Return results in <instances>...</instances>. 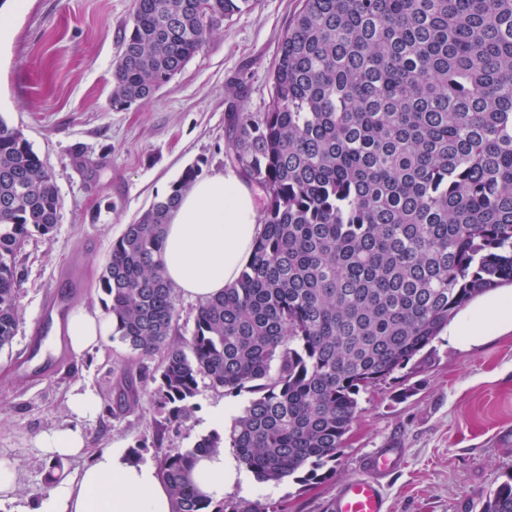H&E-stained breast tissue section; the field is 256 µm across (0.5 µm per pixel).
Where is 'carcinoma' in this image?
<instances>
[{"label":"carcinoma","mask_w":512,"mask_h":512,"mask_svg":"<svg viewBox=\"0 0 512 512\" xmlns=\"http://www.w3.org/2000/svg\"><path fill=\"white\" fill-rule=\"evenodd\" d=\"M254 0H134L112 105L150 98ZM231 160L263 192L264 233L235 283L175 339L165 224L202 169L185 167L112 243L99 283L132 352L131 410L153 383L186 422L199 378L254 394L230 447L261 482L332 479L360 393L405 368L469 302L512 285V0H304L271 103L235 116ZM60 198L44 160L0 118V350L20 319L16 255L51 238ZM158 359L154 368L145 364ZM216 431L158 459L173 512H286L212 502L188 479ZM481 512H512V473Z\"/></svg>","instance_id":"obj_1"}]
</instances>
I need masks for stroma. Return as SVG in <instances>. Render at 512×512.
I'll return each instance as SVG.
<instances>
[{"label": "stroma", "instance_id": "obj_1", "mask_svg": "<svg viewBox=\"0 0 512 512\" xmlns=\"http://www.w3.org/2000/svg\"><path fill=\"white\" fill-rule=\"evenodd\" d=\"M134 0H0V119L43 158L60 196L51 239L28 238L17 256L21 318L11 347L0 350V464L16 474L12 512L47 496L75 471L66 458L52 469L41 434L81 428L90 447L120 444L157 462L158 447H193L222 406L241 413L249 393L225 395L200 381L195 409L178 428L160 430L165 412L151 391L128 411L116 400L129 350L108 339L100 353H67L51 378L19 376L25 333L45 294L74 272L73 303L101 304L98 277L112 243L182 170L233 173L232 113L266 111L281 42L301 0H257L224 19L210 41L144 103L112 106L113 67ZM417 369L361 393L357 418L336 457L334 479L304 487L261 483L250 472L230 498L285 502L288 512H327L338 482L358 474L380 449H403L406 464L387 478L390 512H480L512 472V330L463 350L437 336ZM101 403L92 419L75 418L72 392Z\"/></svg>", "mask_w": 512, "mask_h": 512}]
</instances>
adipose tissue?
I'll return each instance as SVG.
<instances>
[{
    "instance_id": "ef3b65f1",
    "label": "adipose tissue",
    "mask_w": 512,
    "mask_h": 512,
    "mask_svg": "<svg viewBox=\"0 0 512 512\" xmlns=\"http://www.w3.org/2000/svg\"><path fill=\"white\" fill-rule=\"evenodd\" d=\"M258 216L251 190L237 178L217 174L194 183L165 226L162 260L175 288L205 300L232 285L262 232ZM505 329L512 330V287L494 289L467 305L446 333L450 343L468 348ZM111 332L112 317L105 310L80 307L69 317L75 353L102 345ZM41 446L49 456H81L85 463L28 512H172L156 469L135 461L121 446L89 452L88 439L77 428L44 435ZM240 478L238 460L223 451L200 457L191 471L194 484L216 501Z\"/></svg>"
}]
</instances>
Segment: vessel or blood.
I'll list each match as a JSON object with an SVG mask.
<instances>
[{
    "label": "vessel or blood",
    "mask_w": 512,
    "mask_h": 512,
    "mask_svg": "<svg viewBox=\"0 0 512 512\" xmlns=\"http://www.w3.org/2000/svg\"><path fill=\"white\" fill-rule=\"evenodd\" d=\"M77 276H70L66 288L48 295L34 319L28 343V352L20 364L23 373H47L53 360L43 351L52 326L63 325L71 310L70 291L78 287ZM403 452L398 448H384L369 458L356 476L340 482L328 505V512H389L385 478L402 465Z\"/></svg>",
    "instance_id": "b4317fda"
}]
</instances>
